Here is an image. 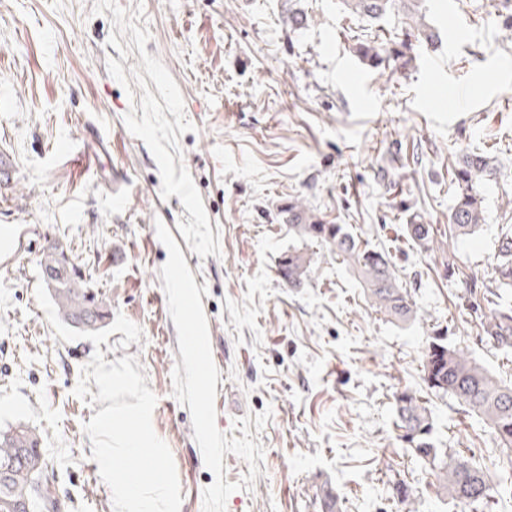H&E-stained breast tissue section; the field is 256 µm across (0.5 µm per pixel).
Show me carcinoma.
<instances>
[{
	"instance_id": "cac0c4a2",
	"label": "carcinoma",
	"mask_w": 512,
	"mask_h": 512,
	"mask_svg": "<svg viewBox=\"0 0 512 512\" xmlns=\"http://www.w3.org/2000/svg\"><path fill=\"white\" fill-rule=\"evenodd\" d=\"M393 0H343L354 14L375 21L384 18ZM356 52L367 65L401 62L408 65L406 53L386 43L366 41L357 44ZM496 174L491 161L475 153L462 155L452 170L457 187L448 224L457 237L469 236L484 221L481 185ZM284 223L299 237L328 246L336 256L358 272L368 297L387 316L397 321L414 317L413 301L401 288L390 268L387 256L363 247L345 224H330L296 200L280 207ZM407 233L424 247H429L432 228L428 224H408ZM312 256L290 249L278 272L293 288L302 285L310 272ZM43 281L49 289L59 318L69 324L85 318V331H96L110 316V303L92 288L81 271L66 258L65 251L50 246L41 260ZM495 287L512 288V234L499 240ZM483 336L492 344L512 348V306L500 307L482 324ZM423 381L437 395H450L471 412L481 417L493 431L499 444L512 449V386L500 383L476 362L448 346V331L437 329L423 354ZM397 427L409 451L419 460L438 466L440 488L451 498L474 509L487 508L492 501V488L483 467L475 462L440 458L439 449L430 441L431 413L423 397L413 389L394 395ZM44 459L40 440L34 430L17 424L0 430V470L8 469L7 478L0 477V512H60L55 491L42 481Z\"/></svg>"
}]
</instances>
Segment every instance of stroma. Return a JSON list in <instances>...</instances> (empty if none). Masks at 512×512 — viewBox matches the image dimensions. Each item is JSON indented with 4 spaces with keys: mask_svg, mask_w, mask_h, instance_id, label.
I'll return each instance as SVG.
<instances>
[{
    "mask_svg": "<svg viewBox=\"0 0 512 512\" xmlns=\"http://www.w3.org/2000/svg\"><path fill=\"white\" fill-rule=\"evenodd\" d=\"M430 6L441 47L416 36L407 68L372 69L354 47L402 39L403 0L380 22L339 0H0V158L16 165L0 184V429L40 434L64 512H113L84 430L103 405L73 393L98 350L141 365L181 512H325L328 491L339 512H473L404 450L393 396L405 388L422 392L437 447L482 465L492 512H512V450L426 392L422 367L440 326L512 386L478 287L512 227V0ZM464 152L497 175L481 188L483 224L457 238ZM291 199L385 252L415 320L389 321L345 263L297 237L278 215ZM412 222L433 227L429 247L405 233ZM52 245L138 341L56 337L35 295ZM291 249L316 255L298 288L278 274ZM196 327L203 381L184 354Z\"/></svg>",
    "mask_w": 512,
    "mask_h": 512,
    "instance_id": "35a3bbf8",
    "label": "stroma"
}]
</instances>
